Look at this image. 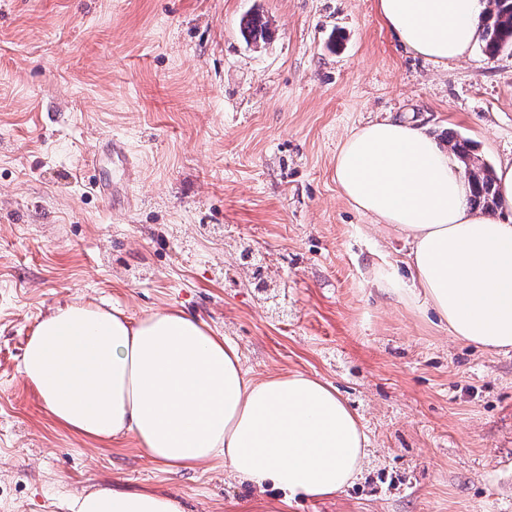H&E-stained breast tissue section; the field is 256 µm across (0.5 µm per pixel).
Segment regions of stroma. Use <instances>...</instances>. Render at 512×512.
<instances>
[{"mask_svg":"<svg viewBox=\"0 0 512 512\" xmlns=\"http://www.w3.org/2000/svg\"><path fill=\"white\" fill-rule=\"evenodd\" d=\"M257 6L274 37L254 48L238 24ZM388 117L511 162L512 48L433 63L376 0H0V512L100 487L187 512H512V352L374 286L378 267L408 277L410 246L336 184L344 139ZM245 244L276 272L266 291ZM79 300L177 307L248 379L331 383L370 436L361 477L285 508L223 464L168 472L134 436L60 428L20 364L40 317Z\"/></svg>","mask_w":512,"mask_h":512,"instance_id":"obj_1","label":"stroma"}]
</instances>
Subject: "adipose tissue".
<instances>
[{
	"label": "adipose tissue",
	"instance_id": "adipose-tissue-1",
	"mask_svg": "<svg viewBox=\"0 0 512 512\" xmlns=\"http://www.w3.org/2000/svg\"><path fill=\"white\" fill-rule=\"evenodd\" d=\"M402 46L435 62L464 55L483 0H377ZM336 183L356 209L412 244L410 279L374 282L433 311L453 339L512 351V222L472 209L454 156L422 128L387 118L345 139ZM25 382L69 432L96 441L133 434L177 472L223 461L232 477L284 498L336 496L362 473L369 441L325 381L301 374L246 379L237 348L178 308L133 321L71 303L41 317L21 363ZM70 512H186L172 495L103 487Z\"/></svg>",
	"mask_w": 512,
	"mask_h": 512
}]
</instances>
